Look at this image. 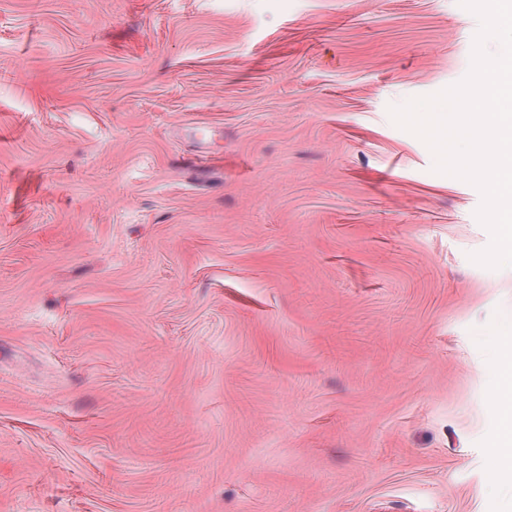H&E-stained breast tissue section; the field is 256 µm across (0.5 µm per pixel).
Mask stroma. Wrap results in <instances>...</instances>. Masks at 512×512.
Masks as SVG:
<instances>
[{
	"label": "stroma",
	"mask_w": 512,
	"mask_h": 512,
	"mask_svg": "<svg viewBox=\"0 0 512 512\" xmlns=\"http://www.w3.org/2000/svg\"><path fill=\"white\" fill-rule=\"evenodd\" d=\"M458 0H0V512H512V270L389 109ZM487 371L492 383L487 395L489 416L501 434L493 454L498 467H512V319L495 332Z\"/></svg>",
	"instance_id": "stroma-1"
}]
</instances>
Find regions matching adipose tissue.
Masks as SVG:
<instances>
[{"label": "adipose tissue", "instance_id": "obj_1", "mask_svg": "<svg viewBox=\"0 0 512 512\" xmlns=\"http://www.w3.org/2000/svg\"><path fill=\"white\" fill-rule=\"evenodd\" d=\"M487 371L489 416L501 434L493 454L497 466L512 467V325L496 332Z\"/></svg>", "mask_w": 512, "mask_h": 512}]
</instances>
